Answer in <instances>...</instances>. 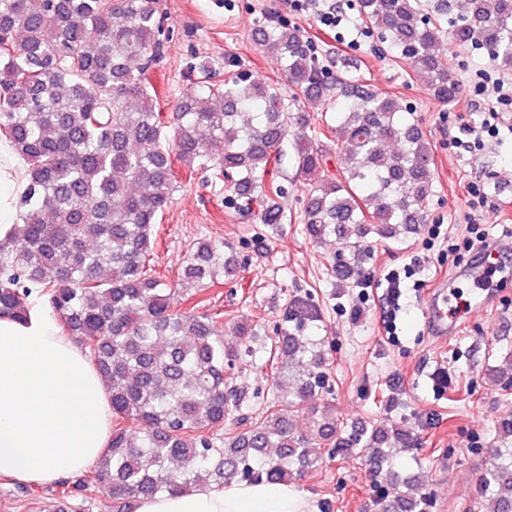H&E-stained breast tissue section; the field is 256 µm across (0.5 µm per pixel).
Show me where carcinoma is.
I'll list each match as a JSON object with an SVG mask.
<instances>
[{"label": "carcinoma", "instance_id": "1", "mask_svg": "<svg viewBox=\"0 0 512 512\" xmlns=\"http://www.w3.org/2000/svg\"><path fill=\"white\" fill-rule=\"evenodd\" d=\"M365 23L452 104L459 84L441 52L448 40L512 68V0H444L448 29L421 14L418 0H359ZM163 21L158 0H0V137L24 163L25 191L9 235L0 239V316L26 315L32 293L62 335L84 347L106 384L108 447L89 474L61 483L73 497L95 485L113 512L140 499L242 482L290 483L323 458L371 450L389 480L377 512H427L418 478L394 469L392 449L413 446L400 426L353 425L323 416L310 435L291 416L318 412L329 386L324 356L307 334L317 320L309 297L284 311L272 343V397L255 418L239 414L225 378L236 345L206 316L174 309L177 289L149 268L156 225L174 200L176 164L213 171L244 206L259 200L265 224H281L283 190L258 181L292 137L309 186L308 235L335 236L349 260L334 267L345 288L358 281L365 238L402 239L425 222L434 195V153L408 105L347 75L320 67L295 27L265 25L255 43L275 55L286 90L239 73L214 83L210 66H190L193 86L167 116L147 86ZM334 109L350 149L338 176L325 177L306 105ZM238 267L224 246L198 245L178 272L201 292ZM235 430L224 432V424ZM492 512H512V420L498 427L494 462L481 479Z\"/></svg>", "mask_w": 512, "mask_h": 512}]
</instances>
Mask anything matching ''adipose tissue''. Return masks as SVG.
<instances>
[{
	"label": "adipose tissue",
	"mask_w": 512,
	"mask_h": 512,
	"mask_svg": "<svg viewBox=\"0 0 512 512\" xmlns=\"http://www.w3.org/2000/svg\"><path fill=\"white\" fill-rule=\"evenodd\" d=\"M23 171L0 143V239L11 224ZM112 406L82 350L40 306L0 317V477L46 488L79 477L109 442ZM137 512H314L293 484L239 483L140 499Z\"/></svg>",
	"instance_id": "1"
}]
</instances>
